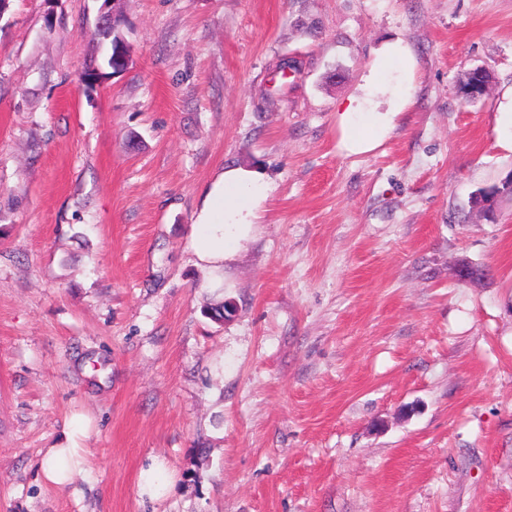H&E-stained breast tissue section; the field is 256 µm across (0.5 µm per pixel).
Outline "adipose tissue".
Returning <instances> with one entry per match:
<instances>
[{
  "label": "adipose tissue",
  "mask_w": 512,
  "mask_h": 512,
  "mask_svg": "<svg viewBox=\"0 0 512 512\" xmlns=\"http://www.w3.org/2000/svg\"><path fill=\"white\" fill-rule=\"evenodd\" d=\"M401 78L391 82L390 69ZM416 70L414 57L401 39L383 43L364 78L360 96L350 98L338 111L341 143L351 153H364L382 143L394 119L413 104L411 83ZM271 191V184L258 172L243 167L224 169L202 200L195 222L192 247L199 260L210 267L228 265L256 231L257 210ZM83 448L46 449L41 462L44 482L68 485L83 470Z\"/></svg>",
  "instance_id": "obj_1"
}]
</instances>
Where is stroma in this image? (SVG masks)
Returning <instances> with one entry per match:
<instances>
[{
    "mask_svg": "<svg viewBox=\"0 0 512 512\" xmlns=\"http://www.w3.org/2000/svg\"><path fill=\"white\" fill-rule=\"evenodd\" d=\"M118 6V74L103 0L0 14V512H512V195L471 203L512 177V0ZM395 38L414 103L346 153ZM227 166L272 191L216 271L191 241ZM48 448L87 449L70 486Z\"/></svg>",
    "mask_w": 512,
    "mask_h": 512,
    "instance_id": "35a3bbf8",
    "label": "stroma"
}]
</instances>
